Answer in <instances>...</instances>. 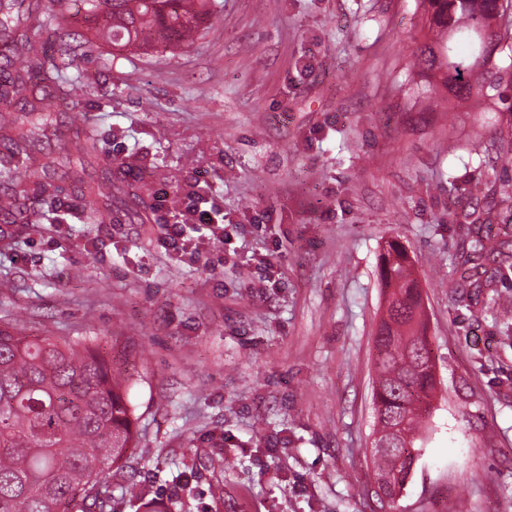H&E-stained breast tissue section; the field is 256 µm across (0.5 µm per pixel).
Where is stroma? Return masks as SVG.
I'll list each match as a JSON object with an SVG mask.
<instances>
[{
  "instance_id": "obj_1",
  "label": "stroma",
  "mask_w": 512,
  "mask_h": 512,
  "mask_svg": "<svg viewBox=\"0 0 512 512\" xmlns=\"http://www.w3.org/2000/svg\"><path fill=\"white\" fill-rule=\"evenodd\" d=\"M178 53L104 48L61 132L131 163L150 220L78 219L68 179L38 226L0 213V321L127 349L138 446L112 474L185 512H378L370 453L387 242L419 279L437 372L397 512H512V267L457 300L473 213L512 192V138L475 102L429 99L417 0H219ZM198 189L224 212L210 264L158 244ZM166 210H156L158 197ZM272 256L271 281L258 273Z\"/></svg>"
}]
</instances>
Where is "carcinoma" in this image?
<instances>
[{
	"mask_svg": "<svg viewBox=\"0 0 512 512\" xmlns=\"http://www.w3.org/2000/svg\"><path fill=\"white\" fill-rule=\"evenodd\" d=\"M40 16L24 0H0V58L12 69L0 82V129L12 132L10 154L0 161V182L13 200L41 207L55 204L59 191L50 168L61 167L79 185L86 224H129L145 201L133 168L107 167L100 179H85L88 159L101 152L92 130L66 140L58 136L54 112L34 93L38 46L24 37L30 25L59 27L70 0H52ZM92 36L84 53L107 44L148 55L161 44L190 46L216 0H79ZM426 19L425 40L414 67L425 74L424 93H448L500 106L512 125V0H419ZM504 54L502 65L496 55ZM75 102L87 92L78 78L60 89ZM63 143L61 155L35 168L30 146L38 136ZM467 251L494 263L508 254L480 233ZM379 277L390 297L375 336L372 397L374 432L388 448L373 454L376 478L393 485L407 481L416 460L415 442L424 428L437 380L429 371L427 321L418 319L422 293L405 246L390 242L380 257ZM101 349L96 336L62 339L23 335L0 324V512H107L110 494L102 479L137 447L135 409L128 398L133 379L124 366L129 355Z\"/></svg>",
	"mask_w": 512,
	"mask_h": 512,
	"instance_id": "1",
	"label": "carcinoma"
}]
</instances>
